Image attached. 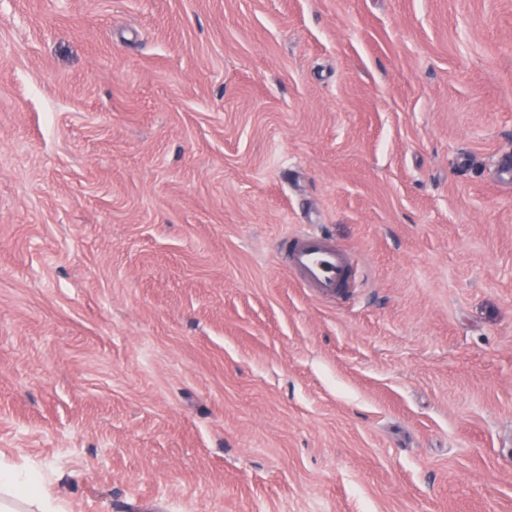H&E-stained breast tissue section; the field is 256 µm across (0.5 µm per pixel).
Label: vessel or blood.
Segmentation results:
<instances>
[{"mask_svg":"<svg viewBox=\"0 0 512 512\" xmlns=\"http://www.w3.org/2000/svg\"><path fill=\"white\" fill-rule=\"evenodd\" d=\"M289 271L321 297L341 296L352 281L348 255L322 233L305 231L282 239Z\"/></svg>","mask_w":512,"mask_h":512,"instance_id":"b4317fda","label":"vessel or blood"}]
</instances>
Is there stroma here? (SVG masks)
Listing matches in <instances>:
<instances>
[{
    "label": "stroma",
    "instance_id": "stroma-1",
    "mask_svg": "<svg viewBox=\"0 0 512 512\" xmlns=\"http://www.w3.org/2000/svg\"><path fill=\"white\" fill-rule=\"evenodd\" d=\"M506 163L512 0H0V460L67 512H512ZM280 247L288 270L316 295L339 297L351 288V260L325 234L307 230L282 239Z\"/></svg>",
    "mask_w": 512,
    "mask_h": 512
}]
</instances>
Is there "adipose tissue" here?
Instances as JSON below:
<instances>
[{"label":"adipose tissue","instance_id":"ef3b65f1","mask_svg":"<svg viewBox=\"0 0 512 512\" xmlns=\"http://www.w3.org/2000/svg\"><path fill=\"white\" fill-rule=\"evenodd\" d=\"M35 507L36 512H65L54 501L37 474L18 466L0 463V512H18V505Z\"/></svg>","mask_w":512,"mask_h":512}]
</instances>
